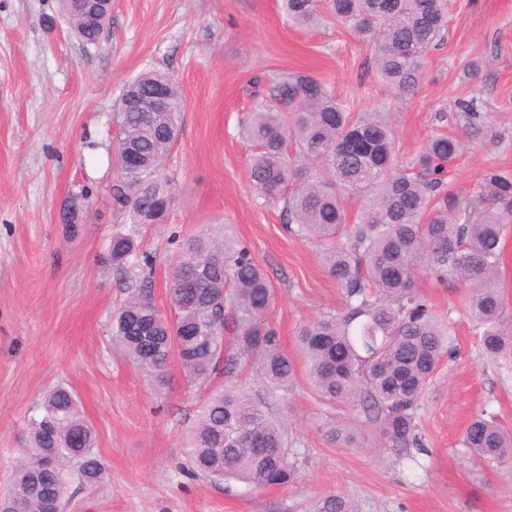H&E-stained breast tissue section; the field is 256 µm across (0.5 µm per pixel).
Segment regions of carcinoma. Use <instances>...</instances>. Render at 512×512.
Segmentation results:
<instances>
[{
	"label": "carcinoma",
	"mask_w": 512,
	"mask_h": 512,
	"mask_svg": "<svg viewBox=\"0 0 512 512\" xmlns=\"http://www.w3.org/2000/svg\"><path fill=\"white\" fill-rule=\"evenodd\" d=\"M288 22L309 29L329 18L377 41L376 64L397 96L416 92L430 51L448 34V0H279ZM80 40L97 45L100 29L82 20ZM167 84L168 104L148 98L125 106L115 119L121 149L133 148L142 167L118 163L113 197L132 224L163 223L171 205L172 178L165 173L185 110L177 81L148 71L145 90ZM261 102L242 121L239 135L251 143L249 177L258 194L281 204L289 231L326 247L331 275L343 289L345 311L304 323L296 353L281 344L268 320L276 290L230 224H206L180 243L169 277L170 314L145 285L133 289L112 320V339L158 391L169 386L178 363L189 381L206 385L217 375L254 371L269 385L285 387L303 375L311 393L373 414L385 446L398 453L422 448L419 402L433 384L448 345L449 327L428 306L414 281L421 270L460 280L468 290L469 316L484 355L512 351L501 329L504 305L499 265L504 226L512 222V171L489 168L472 197L448 192L449 167L465 143L441 130L408 163L389 114L355 112L326 81L288 73L250 91ZM344 238L347 245L336 241ZM139 243L112 237L116 266L138 265ZM463 445L486 461L512 460V429L481 412L468 424ZM96 434L76 395L58 385L28 421L11 490L0 512H65L69 486L103 482L105 464L94 452ZM283 426L272 420L244 387H212L199 404L185 442L197 471L249 489L294 484ZM45 455L58 459L42 467ZM311 512H357L339 494L315 500Z\"/></svg>",
	"instance_id": "cac0c4a2"
}]
</instances>
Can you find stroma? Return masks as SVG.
<instances>
[{"label":"stroma","mask_w":512,"mask_h":512,"mask_svg":"<svg viewBox=\"0 0 512 512\" xmlns=\"http://www.w3.org/2000/svg\"><path fill=\"white\" fill-rule=\"evenodd\" d=\"M447 40L429 54L417 93L393 97L369 37L327 22L289 24L278 0H112L103 41L70 32L60 0H0V489L11 481L26 423L58 383L77 394L106 466L99 487L72 486L66 512H309L337 492L359 512H512V462L472 458L464 430L479 412L512 429V354L478 349L459 280L420 272L415 286L452 328V355L423 396L415 460L385 448L363 411L318 402L304 383L276 391L252 378L253 396L288 431L296 484L248 490L191 468L184 436L204 388L171 366L156 393L112 340V313L134 288V270L112 265L113 235L130 234L150 257L154 299L169 311L168 277L182 238L231 224L277 291L269 315L294 350L300 324L340 313L345 300L316 242L288 232L278 203L248 176L251 148L238 134L257 78L305 72L361 112L384 106L411 160L438 130L462 138L448 188L474 194L490 167L512 169V0H449ZM477 59V78L465 75ZM173 75L186 111L166 171L165 223L130 224L112 199L114 119L126 85L143 72ZM477 98L468 125L458 100ZM447 121H438V113ZM86 206L67 238V199ZM348 422L355 440L329 444L327 425Z\"/></svg>","instance_id":"35a3bbf8"}]
</instances>
